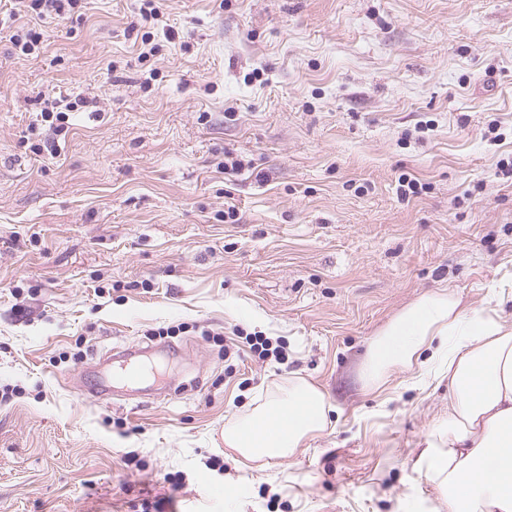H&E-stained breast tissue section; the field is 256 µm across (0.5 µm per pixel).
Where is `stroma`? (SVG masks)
I'll return each instance as SVG.
<instances>
[{
    "mask_svg": "<svg viewBox=\"0 0 512 512\" xmlns=\"http://www.w3.org/2000/svg\"><path fill=\"white\" fill-rule=\"evenodd\" d=\"M143 3L0 39V512H435L414 460L447 382L361 366L421 296L512 286V0H158L149 55ZM80 95L33 153L42 98ZM124 346L161 378L86 394ZM296 378L326 431L225 446Z\"/></svg>",
    "mask_w": 512,
    "mask_h": 512,
    "instance_id": "stroma-1",
    "label": "stroma"
}]
</instances>
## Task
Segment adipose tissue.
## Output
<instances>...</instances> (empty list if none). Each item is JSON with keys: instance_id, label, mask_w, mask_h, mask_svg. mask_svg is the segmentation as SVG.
<instances>
[{"instance_id": "adipose-tissue-1", "label": "adipose tissue", "mask_w": 512, "mask_h": 512, "mask_svg": "<svg viewBox=\"0 0 512 512\" xmlns=\"http://www.w3.org/2000/svg\"><path fill=\"white\" fill-rule=\"evenodd\" d=\"M429 361L448 377V420L417 461L448 512H512V324L448 292L396 314L372 339L362 377L384 387ZM324 393L297 379L224 424V443L247 459L292 456L326 430Z\"/></svg>"}]
</instances>
